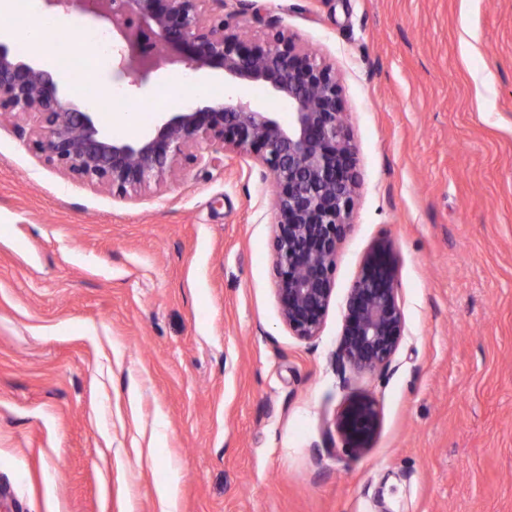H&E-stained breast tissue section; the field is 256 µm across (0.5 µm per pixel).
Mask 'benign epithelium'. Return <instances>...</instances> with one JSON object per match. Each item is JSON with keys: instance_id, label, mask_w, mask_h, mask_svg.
<instances>
[{"instance_id": "benign-epithelium-1", "label": "benign epithelium", "mask_w": 512, "mask_h": 512, "mask_svg": "<svg viewBox=\"0 0 512 512\" xmlns=\"http://www.w3.org/2000/svg\"><path fill=\"white\" fill-rule=\"evenodd\" d=\"M49 10L77 8L115 29L121 72L139 89L170 64L221 69L224 80L262 88L288 109L278 113L232 93L208 105L166 112L149 134L114 137L97 113L61 96L50 72L0 43V112L34 113L38 127L20 137L63 174L120 197L147 191L166 170L197 161L192 149L218 143L252 153L275 191L271 238L273 278L288 330L310 342L320 336L331 304L339 245L350 226L359 181L356 149L336 71L277 31L258 43L224 19V0H45ZM393 245L378 241L350 288L336 367L358 373L388 368L404 333ZM381 424L375 400H349L335 428L356 452L372 446Z\"/></svg>"}]
</instances>
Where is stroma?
<instances>
[{"instance_id": "obj_1", "label": "stroma", "mask_w": 512, "mask_h": 512, "mask_svg": "<svg viewBox=\"0 0 512 512\" xmlns=\"http://www.w3.org/2000/svg\"><path fill=\"white\" fill-rule=\"evenodd\" d=\"M251 3L224 12L336 71L356 147L322 331L281 321L253 158L205 145L122 199L0 117V512H512V0ZM197 79L96 84L188 108L223 81ZM381 239L403 340L388 369L342 373L347 295ZM358 395L382 414L362 454L334 425Z\"/></svg>"}]
</instances>
